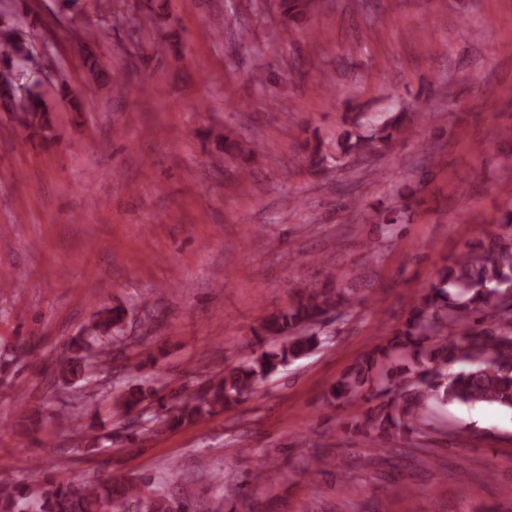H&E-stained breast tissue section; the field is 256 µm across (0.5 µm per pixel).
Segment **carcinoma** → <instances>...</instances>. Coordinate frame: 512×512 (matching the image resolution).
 <instances>
[{"label": "carcinoma", "instance_id": "cac0c4a2", "mask_svg": "<svg viewBox=\"0 0 512 512\" xmlns=\"http://www.w3.org/2000/svg\"><path fill=\"white\" fill-rule=\"evenodd\" d=\"M314 6L312 0H278L281 14L292 18ZM40 67V55L28 31L10 15L0 16V108L11 122L33 131L43 144L55 140V120L45 98L27 81ZM89 71L117 89L139 80V65L129 66L123 79H112L98 60ZM57 96L72 103L74 125L80 110L79 93L61 82ZM363 113L346 112V125L336 141L340 156L369 157L391 148L406 131L407 113L398 112L382 125L362 130ZM419 204L417 191L401 196L395 207L377 210L378 223L402 224ZM501 232L488 242L468 245L448 258L436 283L415 293L406 319L384 346H377L334 384L326 395L330 403L364 401L368 408L357 430L378 447L392 437L407 439L433 430L432 406L440 404L494 405L512 410V212L501 220ZM328 273L321 288L298 289L288 306L266 317L260 325L261 345L245 360L210 375L193 396L178 391L160 394L143 383L131 384L113 397L103 390L84 393L82 409L71 413L81 440L96 427L101 408L111 402L124 414L149 412L145 433L192 423L243 402L257 385L322 345L320 327L341 312L353 296L334 287ZM126 310L101 305L82 333L71 340L74 355L57 365L66 384L89 387L90 372L103 371L117 359L110 346L120 337ZM112 476L61 482L33 479L27 483L0 480V512H107L129 507L134 512H209L186 488L179 497Z\"/></svg>", "mask_w": 512, "mask_h": 512}]
</instances>
